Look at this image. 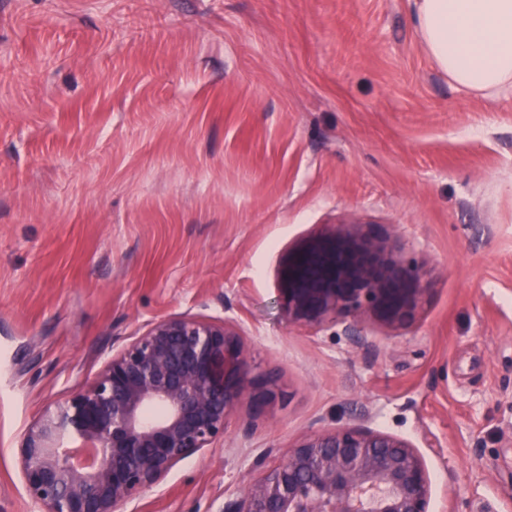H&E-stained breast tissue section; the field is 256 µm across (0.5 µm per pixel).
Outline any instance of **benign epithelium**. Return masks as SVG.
Listing matches in <instances>:
<instances>
[{"label": "benign epithelium", "instance_id": "benign-epithelium-1", "mask_svg": "<svg viewBox=\"0 0 512 512\" xmlns=\"http://www.w3.org/2000/svg\"><path fill=\"white\" fill-rule=\"evenodd\" d=\"M288 323L406 327L428 292L394 226L327 224L282 257ZM279 379L256 373L232 318L172 316L112 351L82 389L44 412L21 442L27 493L42 512H119L181 461L224 438L248 394L265 403ZM431 481L407 440L357 424L311 431L224 512H431Z\"/></svg>", "mask_w": 512, "mask_h": 512}]
</instances>
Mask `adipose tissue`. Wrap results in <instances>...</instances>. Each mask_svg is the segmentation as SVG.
I'll use <instances>...</instances> for the list:
<instances>
[{"label":"adipose tissue","mask_w":512,"mask_h":512,"mask_svg":"<svg viewBox=\"0 0 512 512\" xmlns=\"http://www.w3.org/2000/svg\"><path fill=\"white\" fill-rule=\"evenodd\" d=\"M408 7L453 85L485 98L512 96V0H408Z\"/></svg>","instance_id":"ef3b65f1"}]
</instances>
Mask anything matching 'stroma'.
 Returning <instances> with one entry per match:
<instances>
[{
  "mask_svg": "<svg viewBox=\"0 0 512 512\" xmlns=\"http://www.w3.org/2000/svg\"><path fill=\"white\" fill-rule=\"evenodd\" d=\"M395 225L413 324L289 325L323 224ZM233 318L282 396L123 512H222L301 435L404 437L433 512H512V97L458 89L407 0H0V512L19 446L159 319Z\"/></svg>",
  "mask_w": 512,
  "mask_h": 512,
  "instance_id": "35a3bbf8",
  "label": "stroma"
}]
</instances>
